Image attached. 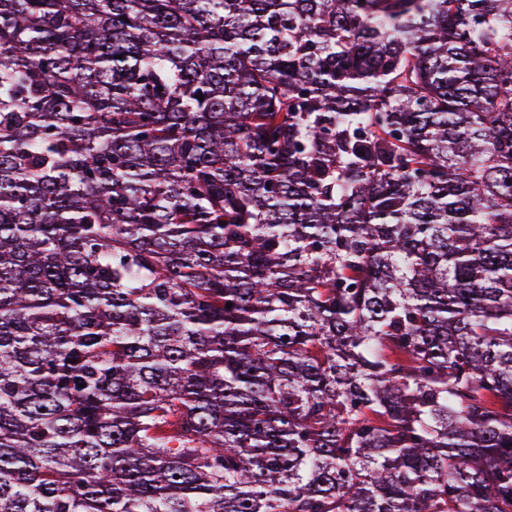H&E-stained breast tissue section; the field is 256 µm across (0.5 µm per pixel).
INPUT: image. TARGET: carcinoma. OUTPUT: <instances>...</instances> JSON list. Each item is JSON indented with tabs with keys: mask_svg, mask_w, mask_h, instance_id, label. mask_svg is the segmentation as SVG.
Returning a JSON list of instances; mask_svg holds the SVG:
<instances>
[{
	"mask_svg": "<svg viewBox=\"0 0 512 512\" xmlns=\"http://www.w3.org/2000/svg\"><path fill=\"white\" fill-rule=\"evenodd\" d=\"M0 512H512V0H0Z\"/></svg>",
	"mask_w": 512,
	"mask_h": 512,
	"instance_id": "cac0c4a2",
	"label": "carcinoma"
}]
</instances>
